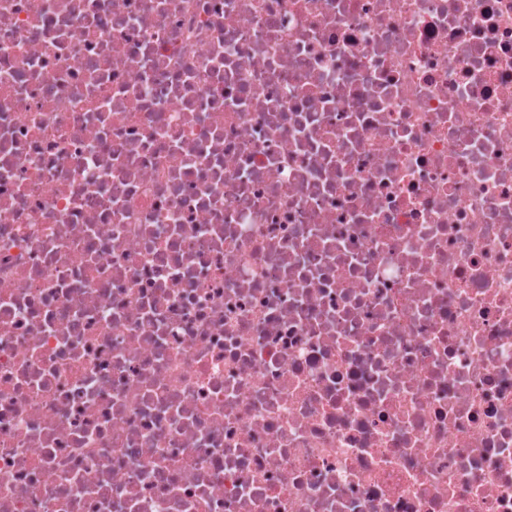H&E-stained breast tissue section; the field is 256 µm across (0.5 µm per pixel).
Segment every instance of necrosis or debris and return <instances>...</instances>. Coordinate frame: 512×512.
I'll list each match as a JSON object with an SVG mask.
<instances>
[{"mask_svg":"<svg viewBox=\"0 0 512 512\" xmlns=\"http://www.w3.org/2000/svg\"><path fill=\"white\" fill-rule=\"evenodd\" d=\"M0 512H512V0H0Z\"/></svg>","mask_w":512,"mask_h":512,"instance_id":"4bbe7bcc","label":"necrosis or debris"}]
</instances>
